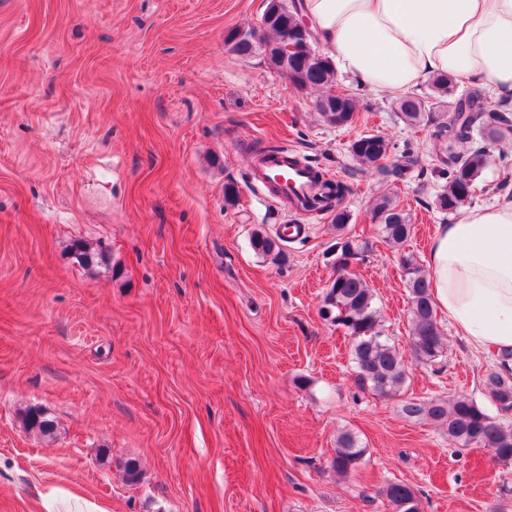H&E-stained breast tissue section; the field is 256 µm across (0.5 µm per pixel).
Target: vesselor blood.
Wrapping results in <instances>:
<instances>
[{
  "instance_id": "obj_1",
  "label": "vessel or blood",
  "mask_w": 512,
  "mask_h": 512,
  "mask_svg": "<svg viewBox=\"0 0 512 512\" xmlns=\"http://www.w3.org/2000/svg\"><path fill=\"white\" fill-rule=\"evenodd\" d=\"M314 169L285 152L260 154L253 166V179L274 188L278 199L294 210H302L310 195Z\"/></svg>"
}]
</instances>
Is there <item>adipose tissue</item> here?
<instances>
[{
	"label": "adipose tissue",
	"mask_w": 512,
	"mask_h": 512,
	"mask_svg": "<svg viewBox=\"0 0 512 512\" xmlns=\"http://www.w3.org/2000/svg\"><path fill=\"white\" fill-rule=\"evenodd\" d=\"M336 69L404 93L447 73L512 103V0H301ZM427 265L436 306L475 355L512 372V204L438 225Z\"/></svg>",
	"instance_id": "ef3b65f1"
}]
</instances>
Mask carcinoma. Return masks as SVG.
Here are the masks:
<instances>
[{
	"label": "carcinoma",
	"instance_id": "carcinoma-1",
	"mask_svg": "<svg viewBox=\"0 0 512 512\" xmlns=\"http://www.w3.org/2000/svg\"><path fill=\"white\" fill-rule=\"evenodd\" d=\"M298 8L288 0L278 4L268 0L261 17L260 28L245 31L247 41L237 40L240 29H232L227 40L242 55L256 52L264 54L268 63L287 77H295L300 87L322 88L316 100V109L327 123L336 127L351 124L356 112L355 98L349 94L335 93L331 89L335 68L331 61L317 53L303 50L298 36L302 34V20L293 18ZM295 45L296 50L288 49ZM431 87L436 99L454 94L456 79L448 74L432 77ZM425 101L416 96L403 98L398 105L399 118L408 125L419 124L425 116ZM481 134L494 141L512 138V113L488 101L478 91L469 92L455 102L454 113L448 124L436 132L444 147L440 164L448 167V185L436 196L437 209L445 213L456 212L473 193L474 185L488 162L482 147L462 150L460 146ZM349 152L366 170L380 174L400 175L416 164V159L405 155L389 160L390 143L377 134H366L350 142ZM327 189L325 199L333 212L336 230L341 232L349 223V212L341 207L346 191L341 182L323 181ZM373 218L380 224L386 242L403 245L412 235L413 224L403 210L397 208L388 196H380L372 207ZM253 251L274 261L283 252L277 241L262 231H254L250 238ZM336 264L338 275L327 290L319 309L321 317L344 328L352 343V356L358 387L363 391L389 398L400 395L408 379V365L395 344L383 334L379 313L374 306V292L369 284L355 272L345 267L358 252L352 240L336 239ZM401 267L406 286L411 295L412 357L422 363H432L443 353L444 341L437 319V312L429 290V279L411 254L401 257ZM483 395L498 411L507 415L512 411V373H489L483 381ZM401 411L407 418H425L444 429L448 436L463 447H483L493 450V460L500 464L512 462V425H505L490 415L470 396L459 393L451 399L410 398L403 401ZM26 427L46 435L53 431L51 421L40 410L31 408L25 416ZM366 454L352 434L345 432L336 440L332 469L342 475L355 470ZM383 494L395 512H420L419 499L414 490L404 484L392 482L383 488Z\"/></svg>",
	"mask_w": 512,
	"mask_h": 512
}]
</instances>
